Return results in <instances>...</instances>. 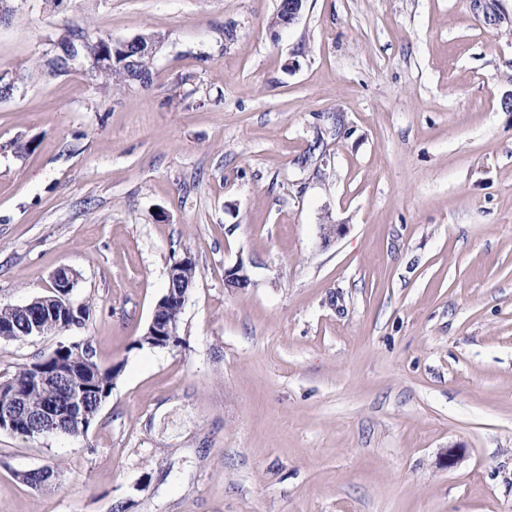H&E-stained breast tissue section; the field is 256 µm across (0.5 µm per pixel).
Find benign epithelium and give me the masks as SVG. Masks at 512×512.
Wrapping results in <instances>:
<instances>
[{"instance_id": "7a95c632", "label": "benign epithelium", "mask_w": 512, "mask_h": 512, "mask_svg": "<svg viewBox=\"0 0 512 512\" xmlns=\"http://www.w3.org/2000/svg\"><path fill=\"white\" fill-rule=\"evenodd\" d=\"M306 0H284L285 16L277 21V24L288 27L300 16ZM123 50V56L131 53H150L154 51L152 37L146 36L140 40L129 39L113 51ZM195 266V262L188 254L172 262L168 268V286L166 292L157 301L152 318L145 331L148 346L164 349L176 344L179 337V329L175 323L166 319L163 312L171 307L183 309L190 289L193 287L195 277L184 274V269ZM78 281V274L68 268L61 267L52 275V285L56 290L54 312L59 318L52 322L56 332H62L72 328V323L67 319V312L72 309L70 302L72 285ZM224 285L233 291H244L253 285L243 262L224 269ZM33 384L39 388L64 387L70 388V411L60 414L54 405L44 407L39 413L32 414L26 399L12 391L0 392V430L21 431L26 427L35 429L42 437L50 435L68 434L74 424L86 429L93 423L95 415L101 410L102 403L86 386H77L73 383L72 376L65 370H46L42 367L34 368ZM17 477L27 483L46 484L53 481L56 475L46 467L20 471Z\"/></svg>"}]
</instances>
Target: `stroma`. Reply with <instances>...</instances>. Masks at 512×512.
<instances>
[{
    "label": "stroma",
    "instance_id": "1",
    "mask_svg": "<svg viewBox=\"0 0 512 512\" xmlns=\"http://www.w3.org/2000/svg\"><path fill=\"white\" fill-rule=\"evenodd\" d=\"M278 4L0 0V73L158 42L150 85L0 99V304L67 266L91 307L0 380L62 341L122 367L86 433L0 431V512H512V0ZM186 255L180 343L135 347ZM224 285L233 291H245L254 283L250 279L242 261L224 270Z\"/></svg>",
    "mask_w": 512,
    "mask_h": 512
}]
</instances>
